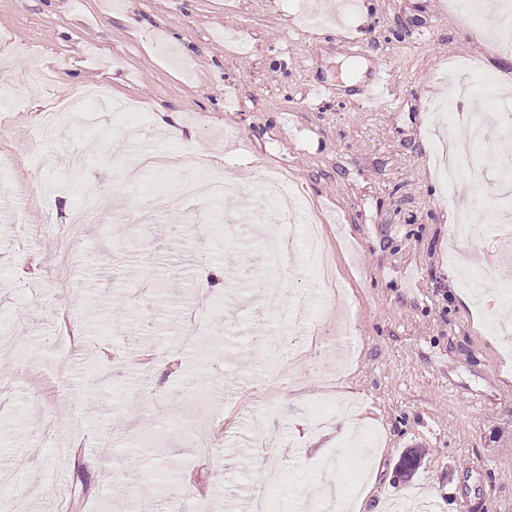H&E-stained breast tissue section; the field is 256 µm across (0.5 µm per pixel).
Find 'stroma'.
Instances as JSON below:
<instances>
[{
  "instance_id": "1",
  "label": "stroma",
  "mask_w": 512,
  "mask_h": 512,
  "mask_svg": "<svg viewBox=\"0 0 512 512\" xmlns=\"http://www.w3.org/2000/svg\"><path fill=\"white\" fill-rule=\"evenodd\" d=\"M499 2L482 0L475 19L450 0H357L340 21L338 0H0V75L18 100L0 109V497L21 508L38 494L46 512H69L53 493L65 483L78 512L131 494L161 512L166 498L148 485L164 476L185 512H251L263 494L274 512H301L325 492L361 512H406L416 498L434 512H512V234L490 231L512 210L498 190L512 153L490 166L473 147L445 198L432 164L442 132L428 112L448 96L436 71L467 57L477 76L457 124L512 113ZM381 69L391 91L373 104ZM93 86L140 102L161 149L207 156L233 184L220 203L228 219L267 171L283 172L320 227L337 295L299 244L252 305L225 306L257 254L186 226L184 213L202 218L207 206L160 190L156 171L101 162L121 123L112 113L94 106L45 125L53 103ZM169 110L173 137L158 122ZM75 142L88 155L79 171ZM90 190L105 215L81 223ZM129 213L153 228L147 256L117 249L115 219ZM452 215L483 231L477 246L455 240ZM70 232L64 257L56 239ZM298 290L309 313L292 325L283 310ZM218 308L229 363L217 337L181 343L183 311ZM63 346L72 362L59 379L50 371ZM316 350L341 356L332 379L310 366ZM193 380L219 393L205 407L212 459L173 434L160 456L127 455L135 478L115 486L99 441L151 437L197 405L183 391ZM412 448L420 465L398 479ZM258 456L281 469L274 490Z\"/></svg>"
}]
</instances>
